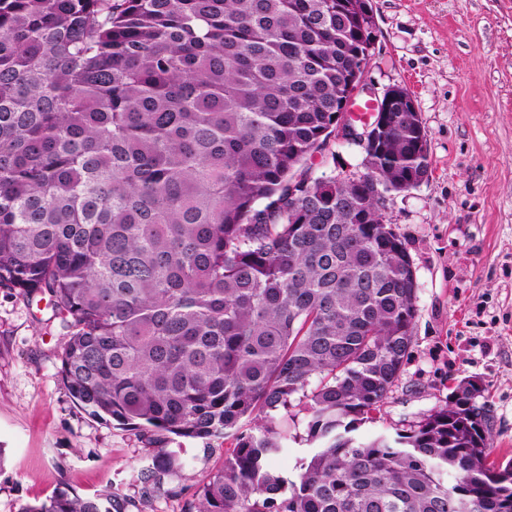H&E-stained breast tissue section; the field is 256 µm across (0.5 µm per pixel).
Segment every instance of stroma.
Wrapping results in <instances>:
<instances>
[{
  "mask_svg": "<svg viewBox=\"0 0 512 512\" xmlns=\"http://www.w3.org/2000/svg\"><path fill=\"white\" fill-rule=\"evenodd\" d=\"M376 26L362 100L407 89L425 126L430 175L389 193L384 216L418 284L412 345L369 437L409 429L478 380L491 416V458L512 460V0H372ZM364 152L330 141L304 167L357 176ZM65 343L47 300L0 288V512L63 489L119 493L126 512H184L229 441L183 438L188 468L145 488L157 451L89 416L59 374Z\"/></svg>",
  "mask_w": 512,
  "mask_h": 512,
  "instance_id": "35a3bbf8",
  "label": "stroma"
}]
</instances>
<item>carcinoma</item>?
I'll return each mask as SVG.
<instances>
[{"mask_svg": "<svg viewBox=\"0 0 512 512\" xmlns=\"http://www.w3.org/2000/svg\"><path fill=\"white\" fill-rule=\"evenodd\" d=\"M359 0H0V288L48 297L86 413L231 437L186 512H512V462L461 384L369 439L407 359L417 280L365 183L295 176L322 150L357 53ZM397 112L384 185L429 177ZM308 414L312 454L269 469ZM182 465L162 450L138 479ZM58 490L20 512H125Z\"/></svg>", "mask_w": 512, "mask_h": 512, "instance_id": "cac0c4a2", "label": "carcinoma"}]
</instances>
